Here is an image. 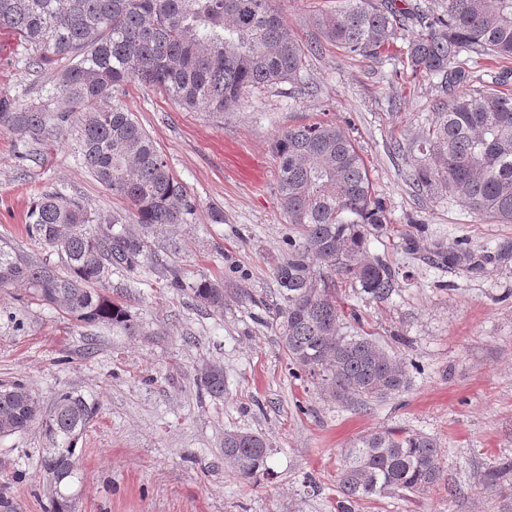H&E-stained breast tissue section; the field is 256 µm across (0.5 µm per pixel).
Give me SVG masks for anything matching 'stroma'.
Segmentation results:
<instances>
[{
    "label": "stroma",
    "instance_id": "stroma-1",
    "mask_svg": "<svg viewBox=\"0 0 512 512\" xmlns=\"http://www.w3.org/2000/svg\"><path fill=\"white\" fill-rule=\"evenodd\" d=\"M271 6L310 47L299 83L245 92L220 113L185 111L138 83L122 95L196 203L187 223L147 239L185 282H223V310L154 274L116 272L105 292L143 327L127 336L79 324L24 288H0V384L28 386L46 410L72 390L94 404L75 453L82 479L73 512H336L346 450L391 428L433 437L444 477L424 494L377 498L355 512H512V224L410 183L408 148L441 96L434 80L411 78L402 58L349 57L326 43L316 21L336 0ZM53 90L0 31V95L27 106ZM318 120L358 145L387 218L367 248L395 273L382 300L337 280L344 330L373 339L408 371L402 392L355 408L294 378L278 331L273 269L295 229L276 196L272 146L281 131ZM52 190L134 224L127 202L84 167L76 126L30 154L0 129V240L57 266L60 256L25 229L33 198ZM458 247L468 254L461 265L437 256ZM208 364L224 369L223 398L198 385ZM228 430L265 437L269 473L237 477L224 461ZM50 446L38 423L0 437V512H48Z\"/></svg>",
    "mask_w": 512,
    "mask_h": 512
}]
</instances>
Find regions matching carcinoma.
Returning a JSON list of instances; mask_svg holds the SVG:
<instances>
[{"label": "carcinoma", "instance_id": "cac0c4a2", "mask_svg": "<svg viewBox=\"0 0 512 512\" xmlns=\"http://www.w3.org/2000/svg\"><path fill=\"white\" fill-rule=\"evenodd\" d=\"M412 13L396 0H339L317 25L347 56L377 57L396 48ZM424 32L399 48L413 77L438 80L443 98L413 144L409 180L419 191L452 198L474 213L512 224V94L469 88L461 55L512 57V0H445L423 21ZM0 29L11 30L28 64L52 75L58 95L23 107L0 97V127L38 146L77 123L82 159L97 180L125 199L143 231L184 224L195 203L170 172L154 141L120 99L125 86H153L186 110L222 112L248 89L299 83L306 53L270 0H0ZM277 194L287 223V254L274 269L283 305L279 333L294 377L318 381L340 402L364 404L399 392L406 365L372 339L341 333L335 282L345 277L375 299L387 297L395 274L370 258L366 242L385 223L371 196L364 158L333 123L281 132L274 143ZM97 225L91 230L90 225ZM28 235L62 258L38 262L0 244V288L21 284L29 297L56 306L87 326L108 323L128 336L140 325L103 292L112 271L158 270L169 287L204 307L224 308V284H185L152 251L145 234L119 215L91 214L79 200L51 192L27 213ZM200 388L224 396V370L200 374ZM96 408L78 392L61 394L48 414L21 383L0 386V436L36 420L54 442L44 470L56 475L50 512H71L79 479L77 442ZM437 441L388 429L360 437L338 475L336 509L397 492L419 495L443 477ZM269 445L255 433H224V460L247 480L269 472Z\"/></svg>", "mask_w": 512, "mask_h": 512}]
</instances>
